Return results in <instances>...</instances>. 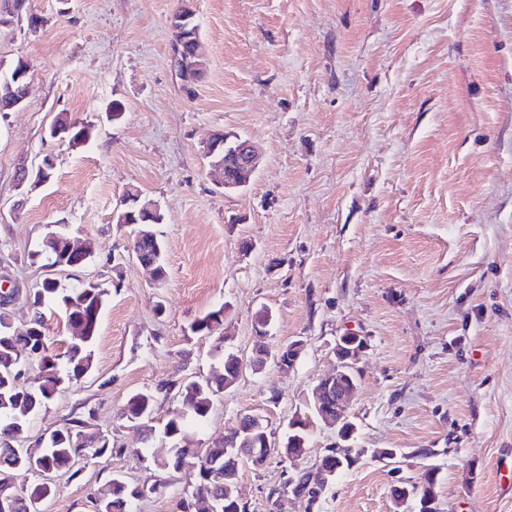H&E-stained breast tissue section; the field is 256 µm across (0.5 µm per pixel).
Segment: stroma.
<instances>
[{
  "label": "stroma",
  "mask_w": 512,
  "mask_h": 512,
  "mask_svg": "<svg viewBox=\"0 0 512 512\" xmlns=\"http://www.w3.org/2000/svg\"><path fill=\"white\" fill-rule=\"evenodd\" d=\"M179 5L29 0L46 20L39 34L23 17L0 27V64L30 67L25 106L0 112V283L19 291L11 322L29 320L26 298L49 277L108 292L89 373L21 444L39 448L87 417L125 450L85 460L43 512H96L116 471L132 483L166 477L164 493L132 510L173 512L196 471L145 466L142 433L119 413L153 389L156 424L182 413L159 387L217 369L190 326L221 305L227 347L243 359L263 307L274 319L267 348L304 349L290 372L271 360L245 370L198 430L204 444L242 414L282 435L334 369L338 336L367 343L348 411L361 455L317 498L283 491L336 441L313 422L301 459L241 465L249 512H395L391 486L418 481L427 461L441 468L439 512H512V0H194L207 75L189 88L170 60ZM61 112L92 126L87 143L49 137ZM220 131L261 151L243 189L210 174L201 146ZM47 155L51 180L22 194L19 167ZM131 186L165 215L161 285L114 221ZM61 227L90 245L83 267L39 256Z\"/></svg>",
  "instance_id": "35a3bbf8"
}]
</instances>
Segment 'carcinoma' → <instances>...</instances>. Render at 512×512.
Instances as JSON below:
<instances>
[{
	"label": "carcinoma",
	"instance_id": "1",
	"mask_svg": "<svg viewBox=\"0 0 512 512\" xmlns=\"http://www.w3.org/2000/svg\"><path fill=\"white\" fill-rule=\"evenodd\" d=\"M130 248L146 255L154 254L151 237L156 235L152 224L131 225ZM108 292L92 284L82 288H63L56 281H46L32 296L37 308L56 306L67 311L70 303H84L81 327L84 335L72 339L61 354L50 355L43 316H35L27 331L17 330L0 320V485L11 483L18 474L31 481L22 485L12 502L11 512H41L40 505L61 491L58 484L46 486L38 465L27 459L26 449L18 447L19 436L34 417L62 391L76 384L91 368L92 347L99 333L102 309ZM211 310L190 326L192 333L204 336L213 343V354L222 361V370L210 377L194 376L168 384L177 389V396L188 401L191 413L185 418H171L162 427L165 440L173 443L171 470L193 468L198 483L176 499L175 512H211L212 498L224 491V474H239L241 459L224 454V446L234 447L241 441L239 429L206 447L199 446L189 431L188 422L203 423L211 413L215 400L224 391V376L234 375L231 353L224 351V320ZM31 345V354L22 359L18 347ZM38 364V373L30 378L27 365ZM156 395L150 391L132 394L121 409V419L130 422L143 413L153 412ZM57 439L47 442L42 452V465L72 480L83 470L81 462L88 458L110 459L124 452L113 447L112 438L102 439L85 420H75L56 429ZM111 503L116 512H129L136 497L132 485L125 479H111ZM307 493L315 498L323 485L310 486V477L299 474L287 480L283 489Z\"/></svg>",
	"mask_w": 512,
	"mask_h": 512
}]
</instances>
